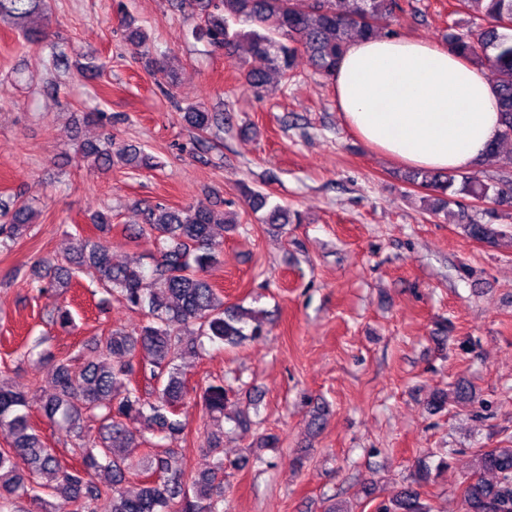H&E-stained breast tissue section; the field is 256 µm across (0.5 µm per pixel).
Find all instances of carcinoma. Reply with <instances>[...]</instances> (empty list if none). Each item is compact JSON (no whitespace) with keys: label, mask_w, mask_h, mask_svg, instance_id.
<instances>
[{"label":"carcinoma","mask_w":512,"mask_h":512,"mask_svg":"<svg viewBox=\"0 0 512 512\" xmlns=\"http://www.w3.org/2000/svg\"><path fill=\"white\" fill-rule=\"evenodd\" d=\"M200 16L195 36L231 57L241 42L248 45L250 65L242 73L241 85L255 97L264 96L276 77H294L302 57L326 79H331L347 45L358 37L379 36L382 23L404 11L401 0H355L351 10L341 0H189ZM463 11L475 10L486 21L477 40L465 34H448V43L466 59L488 65L494 74L502 122L501 143L488 151L498 163V176L489 180L477 174L456 171L412 170L407 182L433 194L432 212L458 208V223L473 240L491 243L500 230L472 215L460 196L494 205L492 212L512 216V153L502 143L512 140V34L500 21L512 17V0H460ZM48 0H0V21L14 27L28 40L47 38L35 28L37 18H46ZM118 25L125 28L134 56L149 70H165L169 59L154 58L146 47L148 36L132 27V20L118 12ZM244 20L249 30H231ZM186 122L200 133L220 126L217 114L200 106L184 112ZM83 154L97 169L122 164L138 170L158 167L154 156L135 145L114 148L107 141L80 144ZM245 201L257 213L266 210L265 223L282 229L301 215L281 206L268 207V196L250 188ZM35 209L21 197L10 209L0 207V248L8 249L30 230ZM141 224L135 234L154 238L155 251L150 269L140 260L112 262L106 242L78 234L72 239L64 263L46 258L31 281L42 294L64 291L73 278L90 273L104 291L124 306L146 317L135 334L113 328L97 339L91 356L79 375L63 361L54 366L55 393L41 406L43 416L60 427L69 438L76 463L66 465L57 449L49 446L31 424L29 399L22 389L0 379V428L11 435L8 447L0 448V512H23L29 499L36 512H50L49 498L64 495L75 512H224V423L237 427L251 425L249 408L231 401L233 389L215 378L204 388L190 392L182 366L177 360L186 352L197 353L198 339L208 338L227 346L256 340L267 332L259 313L224 303V295L208 279L220 263L224 242L213 228L218 224L209 205L198 202L173 208L155 202L140 209ZM46 321L62 329L74 326L71 311L60 305L46 314ZM151 385L143 391L137 377ZM468 395L464 381L452 390H437L431 407L448 406L449 394ZM190 397L199 400L206 415V450L215 455L211 469L196 475L186 473L172 444L185 435L186 422L178 418L179 407ZM93 415L100 421L94 436L81 424ZM158 438L139 458L133 449L148 442L145 433ZM26 458L28 472L15 468L14 458ZM473 479L462 490L465 512H512V447L479 450L472 460ZM143 475L134 492L122 488L126 473ZM105 472L107 485L97 483L93 474ZM427 467L418 469L414 480L400 488L377 512H431L421 488L427 483Z\"/></svg>","instance_id":"cac0c4a2"}]
</instances>
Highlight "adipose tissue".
Instances as JSON below:
<instances>
[{"label":"adipose tissue","mask_w":512,"mask_h":512,"mask_svg":"<svg viewBox=\"0 0 512 512\" xmlns=\"http://www.w3.org/2000/svg\"><path fill=\"white\" fill-rule=\"evenodd\" d=\"M332 87L345 126L366 146L413 168L473 171L502 132L489 69L447 44L354 41Z\"/></svg>","instance_id":"1"}]
</instances>
